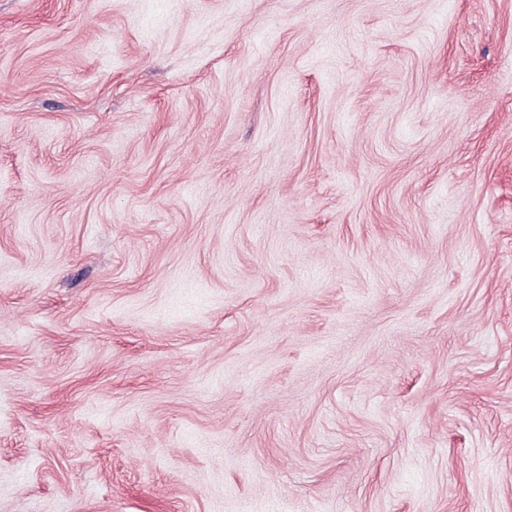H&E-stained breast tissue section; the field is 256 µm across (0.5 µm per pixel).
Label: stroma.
<instances>
[{"mask_svg": "<svg viewBox=\"0 0 512 512\" xmlns=\"http://www.w3.org/2000/svg\"><path fill=\"white\" fill-rule=\"evenodd\" d=\"M0 512H512V0H0Z\"/></svg>", "mask_w": 512, "mask_h": 512, "instance_id": "1", "label": "stroma"}]
</instances>
